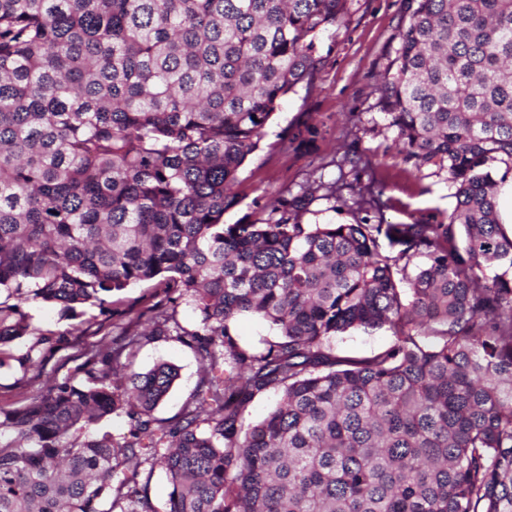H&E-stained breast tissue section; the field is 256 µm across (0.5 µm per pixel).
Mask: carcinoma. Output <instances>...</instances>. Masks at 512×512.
<instances>
[{
  "mask_svg": "<svg viewBox=\"0 0 512 512\" xmlns=\"http://www.w3.org/2000/svg\"><path fill=\"white\" fill-rule=\"evenodd\" d=\"M412 3L384 106L405 162L448 169L447 221L303 224L300 198L226 224L344 0H0V290L75 317L155 288L134 318L112 309L83 381L0 418V512H157V463L164 512H512V236L491 170L512 163V0ZM241 315L276 340L240 343ZM28 328L0 304V345ZM355 328L393 342L336 353ZM161 337L204 369L175 421L153 411L177 369L132 370ZM114 413L126 434L94 431ZM279 395L274 392H267L258 395L248 406L244 417L247 423H254L261 420L277 404ZM146 488L147 496L152 505L158 510V512H162L171 491V487L164 470L159 466H156L151 472Z\"/></svg>",
  "mask_w": 512,
  "mask_h": 512,
  "instance_id": "obj_1",
  "label": "carcinoma"
}]
</instances>
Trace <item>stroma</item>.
I'll return each mask as SVG.
<instances>
[{"instance_id": "obj_1", "label": "stroma", "mask_w": 512, "mask_h": 512, "mask_svg": "<svg viewBox=\"0 0 512 512\" xmlns=\"http://www.w3.org/2000/svg\"><path fill=\"white\" fill-rule=\"evenodd\" d=\"M409 14V0H346L343 24L317 42L318 73L281 101L258 149L248 156L234 188L238 202L225 212V223L268 219L284 193L305 197V224H349L362 217L373 224H431L454 209L455 187L447 169L418 170L405 163L385 113L380 81L396 57ZM305 123L317 129L315 141L296 152L282 151L284 135ZM371 180L383 190V205L363 212L353 184ZM0 302L17 303L4 291ZM20 306L30 330L0 346V412L77 377L83 347L112 339V321L99 307H86L73 319L53 304L27 301ZM392 340L387 329L358 328L336 336L331 345L344 355L365 356ZM161 361L175 364L179 378L155 414L174 419L202 368L193 350L172 338L142 346L134 367L145 371Z\"/></svg>"}]
</instances>
